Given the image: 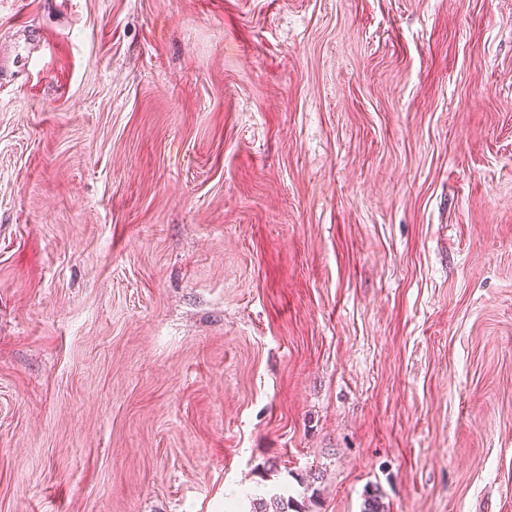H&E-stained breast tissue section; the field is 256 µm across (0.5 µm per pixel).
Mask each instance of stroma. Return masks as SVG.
I'll use <instances>...</instances> for the list:
<instances>
[{"instance_id": "obj_1", "label": "stroma", "mask_w": 512, "mask_h": 512, "mask_svg": "<svg viewBox=\"0 0 512 512\" xmlns=\"http://www.w3.org/2000/svg\"><path fill=\"white\" fill-rule=\"evenodd\" d=\"M512 512V0H0V512ZM304 512L301 506L293 502L292 498L284 499L281 495L274 494L269 500L260 498L254 504L252 512Z\"/></svg>"}]
</instances>
